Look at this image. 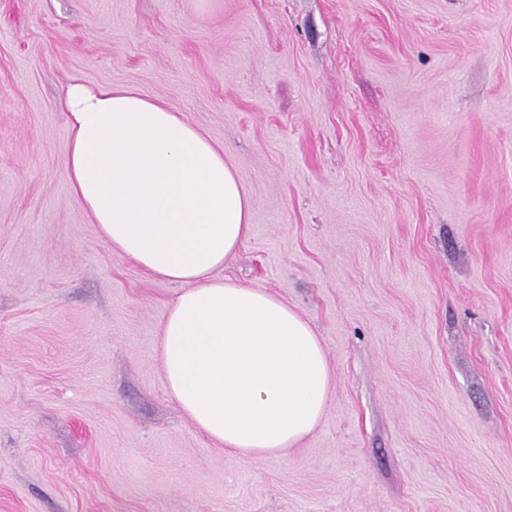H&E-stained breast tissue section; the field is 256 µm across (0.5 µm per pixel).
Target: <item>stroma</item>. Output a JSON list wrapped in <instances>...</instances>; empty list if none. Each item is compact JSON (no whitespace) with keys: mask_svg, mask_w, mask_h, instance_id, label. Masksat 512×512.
I'll return each instance as SVG.
<instances>
[{"mask_svg":"<svg viewBox=\"0 0 512 512\" xmlns=\"http://www.w3.org/2000/svg\"><path fill=\"white\" fill-rule=\"evenodd\" d=\"M74 77L235 166L224 276L334 372L291 448L228 457L165 390L176 287L70 191ZM0 512H512V0H0Z\"/></svg>","mask_w":512,"mask_h":512,"instance_id":"1","label":"stroma"}]
</instances>
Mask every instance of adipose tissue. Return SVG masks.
Wrapping results in <instances>:
<instances>
[{
    "label": "adipose tissue",
    "mask_w": 512,
    "mask_h": 512,
    "mask_svg": "<svg viewBox=\"0 0 512 512\" xmlns=\"http://www.w3.org/2000/svg\"><path fill=\"white\" fill-rule=\"evenodd\" d=\"M70 189L116 253L177 285L158 331L164 386L239 460L275 455L319 425L333 369L310 324L224 278L253 202L222 146L164 103L124 88L66 89Z\"/></svg>",
    "instance_id": "adipose-tissue-1"
}]
</instances>
